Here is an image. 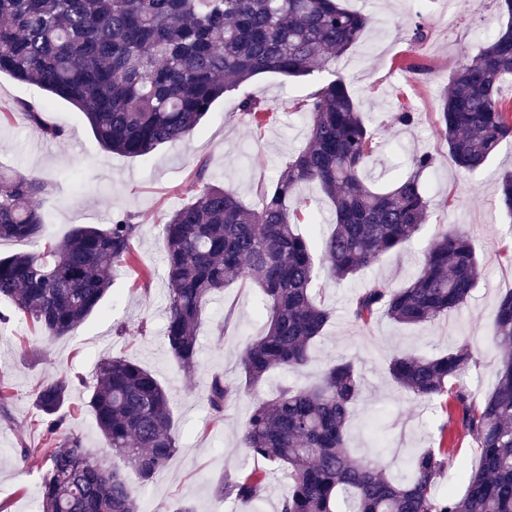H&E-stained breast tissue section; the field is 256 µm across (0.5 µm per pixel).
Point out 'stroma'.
<instances>
[{
  "label": "stroma",
  "instance_id": "obj_1",
  "mask_svg": "<svg viewBox=\"0 0 512 512\" xmlns=\"http://www.w3.org/2000/svg\"><path fill=\"white\" fill-rule=\"evenodd\" d=\"M344 4L371 15L372 24L335 70L301 78L258 75L214 103L188 143L167 144L143 157L103 151L73 105L47 99L40 88L0 74V110L12 115L0 126V167L54 181V192L43 204L47 238H62L75 224L110 223L120 212L139 215L142 221L131 269L119 272L104 309L72 336L49 340L40 327L17 316L0 326V381L13 392L8 405L0 408V502L7 504L8 512H39L37 490L45 471L36 461H22L20 450L37 453L45 446L33 402L34 391L43 383L73 379L62 409L64 430L77 434L93 453L109 455L84 406L87 384L109 352L138 362L170 393L178 452L150 485L140 488L141 512H169L178 500L190 502L196 512H248L243 504L217 498L213 488L225 471L243 464L264 467L263 462L247 460L240 445V428L252 406L270 398L282 380L311 382L321 368L339 359L352 360L364 381L348 428L354 456L382 446L393 473L401 474L411 452L438 447L453 436L457 445L444 460L445 481L455 482L460 466H477L474 442L449 421L442 403L408 399L392 381L388 362L400 350L440 355L466 344L477 361L466 383L483 393L495 385L499 355L492 343V324L499 296L512 289V250L504 241L512 220L499 208L498 187L500 176L512 170V139L503 141L479 170L458 171L448 161L435 112L450 75L464 58L478 52L501 19L495 0H457L450 12L442 10L439 0ZM419 23L428 31L421 42L412 38ZM337 73L346 77L380 144L366 169L372 189L388 188L408 175L413 155L427 152L435 157L434 168L422 176L431 201L429 220L412 242L384 254L352 281L328 284L319 295L332 318L316 343L311 366L292 374L274 371L258 389L231 403L223 423L213 424L202 390L214 373L231 384L241 383V352L264 327L260 294L235 284L206 308L198 325L200 366L194 374H185L163 341L168 304L163 222L169 211L190 202L189 174L200 159L208 160L212 182L224 185L245 204L260 206V185L275 181L306 143L307 122L295 112V103L308 99ZM245 96L268 100L276 120L253 130L238 110ZM23 99L48 101L46 118L64 129V138H43L23 113L15 111V103ZM402 103L416 109L411 125L394 120ZM445 228L467 235L479 257L478 286L468 303L428 325L399 326L383 316L366 328L352 322L347 309L360 288L372 280L396 288L406 284ZM225 315L230 321L221 335L215 321ZM142 325L147 328L143 336L137 333ZM120 327L125 335H117Z\"/></svg>",
  "mask_w": 512,
  "mask_h": 512
}]
</instances>
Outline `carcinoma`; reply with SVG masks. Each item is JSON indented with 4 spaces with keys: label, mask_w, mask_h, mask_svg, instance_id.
I'll return each instance as SVG.
<instances>
[{
    "label": "carcinoma",
    "mask_w": 512,
    "mask_h": 512,
    "mask_svg": "<svg viewBox=\"0 0 512 512\" xmlns=\"http://www.w3.org/2000/svg\"><path fill=\"white\" fill-rule=\"evenodd\" d=\"M496 2L506 22L455 71L436 113L448 161L465 172L512 138V107L500 98V84L512 77V0ZM370 23L341 0H0V73L75 106L103 151L140 157L189 140L224 93L257 75L302 77L328 68L358 45ZM17 108L45 137L64 136L44 119L46 104L20 100ZM295 110L307 118L306 145L262 189L260 207L212 184L201 161L191 179L193 201L164 224L163 336L182 371H195L199 320L224 288L240 280L259 289L267 316L265 333L241 355L244 386L215 373L205 387L215 423L273 369L311 363L331 319L317 301L327 282L347 281L376 264L429 218L420 174L435 158L417 154L412 173L385 191L371 189L363 172L379 144L342 76ZM239 111L257 130L275 119L256 97L243 98ZM303 186L316 187L332 205V230L319 251L295 230L306 207L290 202ZM53 190L46 177L0 170V241L41 240V201ZM499 206L512 216V171L501 177ZM140 233L139 216L120 213L104 227L75 224L36 251L0 257V298L49 339L68 337L134 259ZM478 266L472 242L444 230L405 286L368 283L351 301L349 317L362 327L380 314L400 325L431 323L468 302ZM492 342L499 350L496 385L481 398L462 382L476 363L466 345L432 357L400 352L388 365L406 395L448 400L477 445L480 464L461 471L462 493L438 484L452 447L416 453L410 475L401 478L389 473L382 448L351 454L347 429L362 386L350 360L327 366L311 386L285 382L256 403L241 427V447L287 471L280 512H512V289L500 295ZM72 385L61 377L34 393L39 423L50 435L38 488L42 512H140L128 472L145 486L178 452L168 392L130 358L100 361L87 407L112 448L109 459L61 433L60 411ZM263 493L254 470L229 471L214 486L217 497L251 506Z\"/></svg>",
    "instance_id": "carcinoma-1"
}]
</instances>
